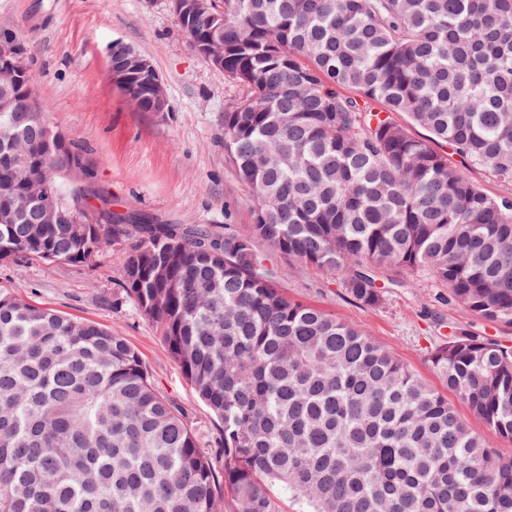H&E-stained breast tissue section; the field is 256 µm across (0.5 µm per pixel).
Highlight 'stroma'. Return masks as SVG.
Returning a JSON list of instances; mask_svg holds the SVG:
<instances>
[{
	"instance_id": "35a3bbf8",
	"label": "stroma",
	"mask_w": 512,
	"mask_h": 512,
	"mask_svg": "<svg viewBox=\"0 0 512 512\" xmlns=\"http://www.w3.org/2000/svg\"><path fill=\"white\" fill-rule=\"evenodd\" d=\"M1 22L13 23L28 42L37 100L47 107L53 127L81 149L93 187L111 200L114 212L146 213L163 224H230L249 234V194L224 155V109L241 91L191 47L169 0H0ZM115 41L153 61L166 86L169 111L136 110L111 79L107 53ZM118 255L113 246L91 266L0 263V291L124 336L156 391L179 404L200 448L213 454L221 424L207 413L155 324L123 299ZM271 266L288 299L362 326L436 389L442 382L429 352L439 319L512 343V325L488 323L465 307L448 305L447 289L426 275L378 270L388 289L383 304L369 308L323 271H299L277 255Z\"/></svg>"
}]
</instances>
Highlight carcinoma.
Masks as SVG:
<instances>
[{
	"instance_id": "obj_1",
	"label": "carcinoma",
	"mask_w": 512,
	"mask_h": 512,
	"mask_svg": "<svg viewBox=\"0 0 512 512\" xmlns=\"http://www.w3.org/2000/svg\"><path fill=\"white\" fill-rule=\"evenodd\" d=\"M190 45L224 34V152L251 196L230 224H121L48 153L47 109L19 32L9 67L31 132L5 136L0 215L56 169L68 224L0 222V262L91 265L120 246L125 299L158 328L222 424L224 470L182 409L160 396L126 339L0 292V512H512V344L448 324L429 362L481 419L448 400L363 328L293 302L268 252L316 268L370 308L376 270L429 275L448 304L512 325V200L486 195L433 144L512 181V0H210L180 25ZM407 114L429 138L390 113ZM95 199L99 205L90 204Z\"/></svg>"
}]
</instances>
